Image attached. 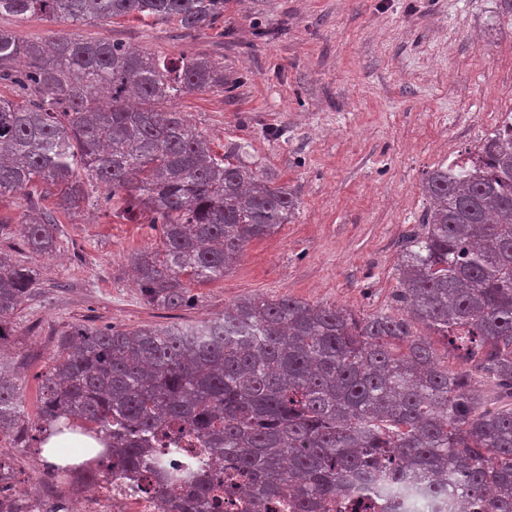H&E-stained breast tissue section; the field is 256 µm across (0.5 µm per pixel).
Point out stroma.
Masks as SVG:
<instances>
[{
	"label": "stroma",
	"mask_w": 512,
	"mask_h": 512,
	"mask_svg": "<svg viewBox=\"0 0 512 512\" xmlns=\"http://www.w3.org/2000/svg\"><path fill=\"white\" fill-rule=\"evenodd\" d=\"M0 28L223 64L232 92L188 96L183 111L216 152L250 142L258 169L299 201L292 223L250 242L223 279L194 288L193 306L168 312L145 304L131 280L133 254L161 244L147 216L130 222L95 205L74 214L46 199L64 237L55 255L35 257L19 232L25 197L0 198L12 229L0 248L36 273L15 349L31 417L59 334L74 325L196 322L251 296L338 304L360 317L395 311L402 247L427 206L425 172L466 158L512 113V15L500 0H224L220 28L201 36L173 21L72 25L40 15L4 14Z\"/></svg>",
	"instance_id": "1"
}]
</instances>
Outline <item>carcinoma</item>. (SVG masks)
<instances>
[{
    "instance_id": "obj_1",
    "label": "carcinoma",
    "mask_w": 512,
    "mask_h": 512,
    "mask_svg": "<svg viewBox=\"0 0 512 512\" xmlns=\"http://www.w3.org/2000/svg\"><path fill=\"white\" fill-rule=\"evenodd\" d=\"M53 20H174L202 35L224 0H0V15ZM0 196L22 193L29 252L57 249L59 225L41 201L70 211L98 204L85 182L129 221L159 225L161 245L135 253L142 300L177 311L191 288L224 278L249 242L289 224L298 201L259 174L250 145L224 153L177 102L224 90L204 55L150 56L122 42L62 35L22 40L0 29ZM428 207L397 265L399 314L361 318L288 295L247 297L214 320L137 329L72 328L59 338L32 420L4 362L35 272L0 251V436L44 448L53 436L91 439L78 464L45 475L138 479L160 512H224L244 496L254 512L397 509L421 496L446 512H512V403L473 393L490 380L512 399V115L470 159L425 175ZM422 325L426 332L416 329ZM447 340L456 370L431 337ZM190 430L213 455L179 465L171 434ZM12 462L0 471V508Z\"/></svg>"
}]
</instances>
